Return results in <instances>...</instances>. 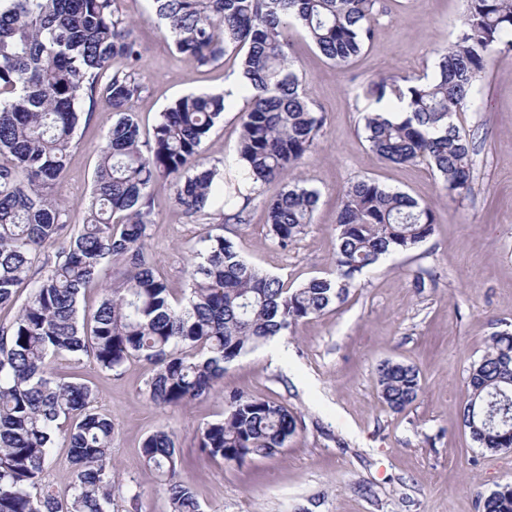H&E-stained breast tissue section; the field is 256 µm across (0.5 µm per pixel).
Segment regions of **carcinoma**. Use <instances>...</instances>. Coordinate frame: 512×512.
I'll list each match as a JSON object with an SVG mask.
<instances>
[{
    "label": "carcinoma",
    "instance_id": "obj_1",
    "mask_svg": "<svg viewBox=\"0 0 512 512\" xmlns=\"http://www.w3.org/2000/svg\"><path fill=\"white\" fill-rule=\"evenodd\" d=\"M117 0H0V308L16 304L0 327V512H111L112 419L92 408V388L56 376L50 358L90 354L106 370L148 362L150 401L179 407L208 395L240 356L344 302L355 276L380 257L418 246L433 233V209L372 180L346 190L337 214L334 270L294 288L264 273L234 244L211 233L187 269L186 296L176 299L143 255L154 223L150 190L172 181L186 215L206 220L220 200L223 223L244 224L261 186L284 182L264 201L274 242L286 251L313 223L318 193L292 177L318 144L322 117L301 89L289 58L290 30L300 26L338 67L371 39L382 0H152L176 49L199 66L244 51L241 135L235 178L206 161L201 145L231 103V93L189 94L160 116L142 140L133 102L147 91L133 26ZM512 51V0H470L465 28L439 52L436 73L400 85L380 81L370 92L385 105L363 117L366 141L393 164L425 160L448 194L472 189L466 136L452 116L470 100L493 56ZM127 61L112 70V60ZM112 112L98 148L93 189L80 230L68 233L69 209L54 194L64 176L79 123L98 103ZM57 246L53 268L35 267ZM127 269L103 289L96 310L79 317L78 300L106 261ZM380 396L399 413L423 389L419 371L386 359L377 367ZM463 424L479 447L512 449V333L493 337L472 365ZM67 430L73 476L64 492L45 480L60 420ZM287 406L233 393L224 417L197 433L212 458L272 457L297 433ZM147 471L161 482L171 512H202L175 433L160 429L142 446ZM481 512H512V484L479 494Z\"/></svg>",
    "mask_w": 512,
    "mask_h": 512
}]
</instances>
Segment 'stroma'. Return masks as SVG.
<instances>
[{"instance_id":"1","label":"stroma","mask_w":512,"mask_h":512,"mask_svg":"<svg viewBox=\"0 0 512 512\" xmlns=\"http://www.w3.org/2000/svg\"><path fill=\"white\" fill-rule=\"evenodd\" d=\"M135 24L140 68L148 89L133 109L144 136L161 112L189 93H220L241 71L230 53L200 67L180 54L150 13L149 0H118ZM372 40L347 67L327 60L304 32L289 36L290 59L306 97L324 124L317 147L295 175L318 203L307 232L289 250L268 235L261 203L244 224L223 234L248 261L298 285L333 269L336 216L348 184L372 179L430 204L433 235L356 275L348 299L325 314L299 321L284 335L229 364L222 384L185 407L162 408L145 394L149 364L102 369L92 356L59 355L55 371L89 382L94 406L114 423L112 512H170L167 496L148 476L141 448L159 429L173 431L203 512H477L478 493L512 483V452L477 447L462 424L466 378L493 333L512 331V53L494 58L477 77L470 104L454 122L471 144L472 192L451 198L425 162L380 160L363 132L362 115L376 106L369 89L381 79H413L435 71V55L460 34L467 0H385ZM236 99L202 144L211 163L233 164L240 136ZM112 124L97 105L55 193L69 205L71 228L83 222L97 148ZM154 222L144 255L182 297L184 271L206 224L185 215L170 181L151 189ZM430 271L424 290L416 272ZM415 366L423 390L401 413L382 402L379 361ZM288 406L303 422L288 446L271 457L241 462L213 459L196 434L224 414L232 393Z\"/></svg>"}]
</instances>
